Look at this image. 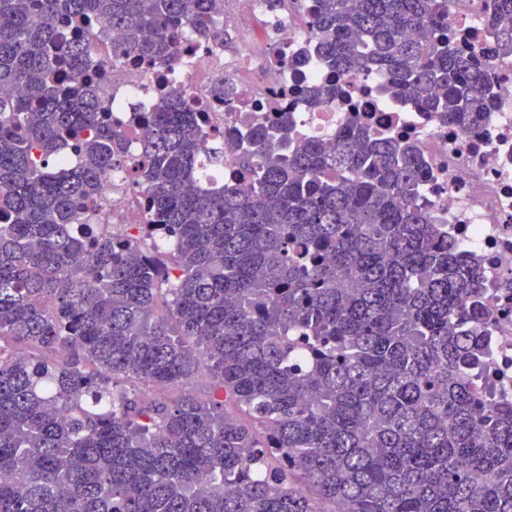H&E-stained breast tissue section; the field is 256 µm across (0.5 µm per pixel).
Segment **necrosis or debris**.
I'll return each instance as SVG.
<instances>
[{
	"instance_id": "4bbe7bcc",
	"label": "necrosis or debris",
	"mask_w": 512,
	"mask_h": 512,
	"mask_svg": "<svg viewBox=\"0 0 512 512\" xmlns=\"http://www.w3.org/2000/svg\"><path fill=\"white\" fill-rule=\"evenodd\" d=\"M218 29L237 32L236 41L191 40L178 66L167 69L112 58L111 41L89 48L102 65L103 93L121 97V130L128 152H136L146 134L133 125L147 94L157 93L177 78L191 98L209 102L212 127L232 131L246 117L267 121L276 109L293 118L292 136L334 140L350 122L383 134L406 138L425 164L423 195L446 234L455 238L461 258L476 265L485 285L481 299L486 322L484 353L469 374L474 392L488 404L512 401V55L496 47L488 26V0H449L448 33L478 63L495 92V103L479 124L465 129L440 121L410 96L386 90V78L372 69L331 79L316 51L307 21L313 0H235ZM296 58L299 69L282 66ZM338 83L340 92L329 104L308 106L299 84ZM224 85L228 101L214 99ZM112 235L143 221L141 193L125 184L115 168L102 176Z\"/></svg>"
}]
</instances>
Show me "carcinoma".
<instances>
[{
  "instance_id": "obj_1",
  "label": "carcinoma",
  "mask_w": 512,
  "mask_h": 512,
  "mask_svg": "<svg viewBox=\"0 0 512 512\" xmlns=\"http://www.w3.org/2000/svg\"><path fill=\"white\" fill-rule=\"evenodd\" d=\"M224 0H0V512H512V402L477 407L481 276L403 139L229 137L173 86L112 123L86 45L173 67ZM448 0H316L324 67L470 128ZM313 104L336 88L303 87ZM250 176L217 180L225 151ZM146 190L125 239L101 173ZM203 374L205 399L171 398Z\"/></svg>"
}]
</instances>
